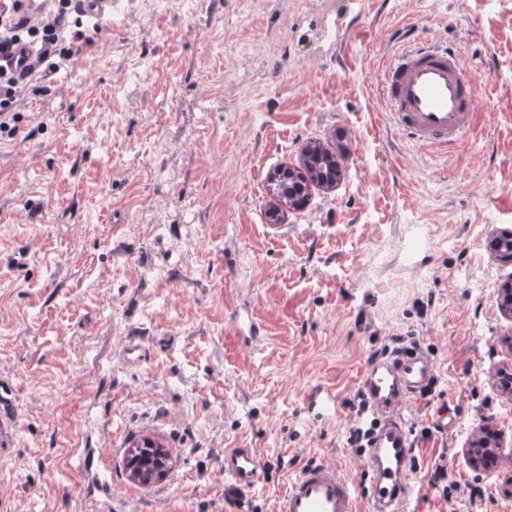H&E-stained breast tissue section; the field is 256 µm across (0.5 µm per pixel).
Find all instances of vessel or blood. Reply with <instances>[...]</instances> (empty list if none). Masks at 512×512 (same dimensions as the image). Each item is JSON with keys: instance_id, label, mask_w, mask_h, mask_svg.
<instances>
[{"instance_id": "1", "label": "vessel or blood", "mask_w": 512, "mask_h": 512, "mask_svg": "<svg viewBox=\"0 0 512 512\" xmlns=\"http://www.w3.org/2000/svg\"><path fill=\"white\" fill-rule=\"evenodd\" d=\"M115 0H71L74 16L103 23ZM51 14L50 0H19L18 15L34 24ZM38 54L34 45L17 43L9 61L15 72L28 73ZM377 89L396 130L423 146L441 150L473 133L478 117V81L466 75L454 48L421 42L406 45L382 72ZM406 269L421 267L434 247L431 225L412 224L406 233ZM435 364L419 347L369 360L359 379L367 403L369 434L362 456L367 482L355 487L336 465L304 464L277 495L274 512H358L366 497L371 512H410L414 496L409 482L412 440L405 410L409 402L431 395ZM227 487L245 496L262 479L252 448L224 451Z\"/></svg>"}]
</instances>
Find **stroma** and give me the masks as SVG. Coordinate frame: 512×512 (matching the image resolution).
<instances>
[{
    "label": "stroma",
    "instance_id": "stroma-1",
    "mask_svg": "<svg viewBox=\"0 0 512 512\" xmlns=\"http://www.w3.org/2000/svg\"><path fill=\"white\" fill-rule=\"evenodd\" d=\"M76 54L42 68L0 132V388L16 435L0 452V512H236L224 451L253 448L247 512H272L311 459L364 483L349 443L373 356L420 347L431 396L406 409L412 512H512V361L497 307L512 265V0H335L324 51L296 28L308 0H118ZM449 43L479 82L480 131L440 153L388 125L376 78L398 33ZM318 143L342 166L303 209L268 177ZM429 224L428 267L404 272L406 225ZM252 314L260 340L233 342ZM129 336L149 355L121 359ZM335 390L336 415L308 408ZM450 426L436 424L438 407ZM491 419L492 467L465 450ZM149 437L166 479L125 471ZM445 469L443 498L429 480ZM144 441L147 447L154 448V458L140 460L136 448L142 447L139 446L141 442L134 444L127 452L126 473L131 480L144 484L162 481L169 473L170 454L166 448L154 441L149 439Z\"/></svg>",
    "mask_w": 512,
    "mask_h": 512
}]
</instances>
